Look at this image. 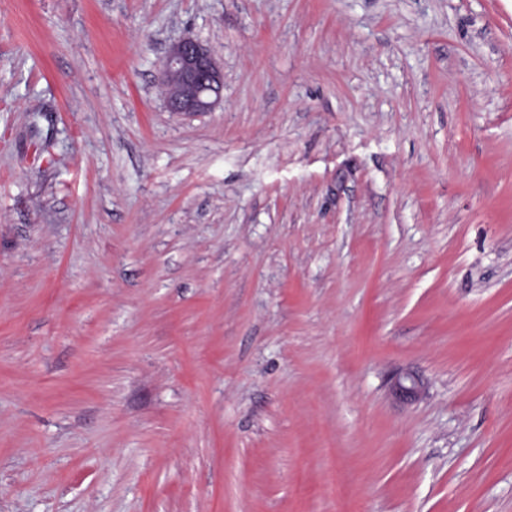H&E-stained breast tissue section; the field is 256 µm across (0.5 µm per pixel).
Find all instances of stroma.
<instances>
[{
	"label": "stroma",
	"instance_id": "stroma-1",
	"mask_svg": "<svg viewBox=\"0 0 512 512\" xmlns=\"http://www.w3.org/2000/svg\"><path fill=\"white\" fill-rule=\"evenodd\" d=\"M0 512H512V0H0ZM160 82L172 112H209L222 101L224 71L194 37L172 44L159 64ZM423 379L410 370L399 373L392 381L390 393L393 397L406 403L418 401L425 393Z\"/></svg>",
	"mask_w": 512,
	"mask_h": 512
}]
</instances>
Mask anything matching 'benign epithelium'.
I'll return each mask as SVG.
<instances>
[{"label":"benign epithelium","instance_id":"1","mask_svg":"<svg viewBox=\"0 0 512 512\" xmlns=\"http://www.w3.org/2000/svg\"><path fill=\"white\" fill-rule=\"evenodd\" d=\"M160 82L167 107L172 112H210L222 101L224 71L210 50L194 37L172 44L159 64ZM423 379L405 370L392 381L390 393L406 403L425 393Z\"/></svg>","mask_w":512,"mask_h":512}]
</instances>
